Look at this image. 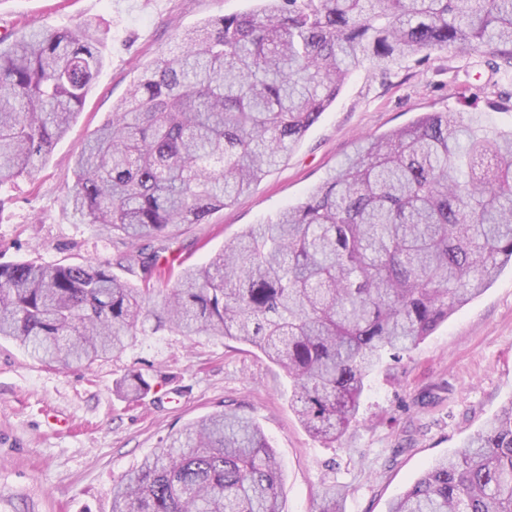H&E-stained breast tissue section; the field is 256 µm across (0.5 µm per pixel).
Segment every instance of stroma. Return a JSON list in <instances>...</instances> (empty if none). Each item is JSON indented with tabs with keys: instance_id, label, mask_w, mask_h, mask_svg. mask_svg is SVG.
Instances as JSON below:
<instances>
[{
	"instance_id": "1",
	"label": "stroma",
	"mask_w": 512,
	"mask_h": 512,
	"mask_svg": "<svg viewBox=\"0 0 512 512\" xmlns=\"http://www.w3.org/2000/svg\"><path fill=\"white\" fill-rule=\"evenodd\" d=\"M257 0H0V35L47 26H99L105 65L82 112L33 178L0 187V259L46 265L118 263L131 246L68 205L71 160L105 122L138 68L205 20L255 10ZM479 112L512 127V74L484 59L418 52L388 75L353 72L284 164L209 223L177 230L185 264L201 265L251 224L304 200L363 139L425 112ZM143 373L153 389L130 401L117 381ZM287 373L260 351L217 336L166 329L133 338L119 356L64 368L0 339V512H110L112 484L169 436L202 416L251 415L275 448L283 512H318L324 485L343 489L342 512H386L436 459L459 449L512 400V265L400 361L370 374L359 421L341 440L314 439L300 423Z\"/></svg>"
}]
</instances>
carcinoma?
Returning a JSON list of instances; mask_svg holds the SVG:
<instances>
[{
	"mask_svg": "<svg viewBox=\"0 0 512 512\" xmlns=\"http://www.w3.org/2000/svg\"><path fill=\"white\" fill-rule=\"evenodd\" d=\"M72 161V209L126 239L137 287L108 264L0 262V336L62 366L154 329L260 350L294 384L300 422L334 443L368 374L409 353L512 262V128L429 112L359 144L304 201L251 224L170 283L174 229L277 169L366 62L480 52L512 68V0H260L176 34ZM104 66L93 25L0 38V187L31 178ZM161 302H155L157 295ZM151 390L141 373L117 386ZM282 473L252 417L186 426L112 487V512H281ZM388 512H512V400L431 463Z\"/></svg>",
	"mask_w": 512,
	"mask_h": 512,
	"instance_id": "carcinoma-1",
	"label": "carcinoma"
}]
</instances>
